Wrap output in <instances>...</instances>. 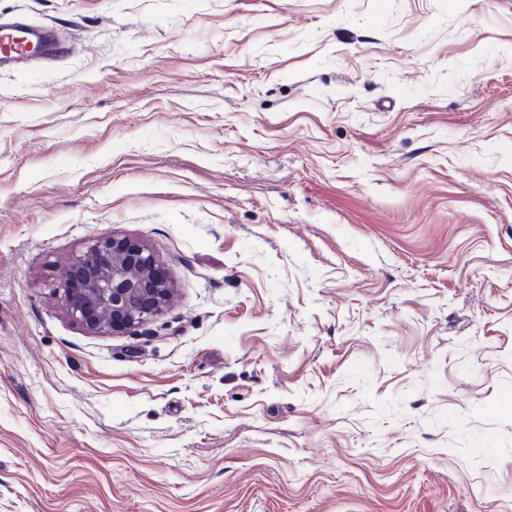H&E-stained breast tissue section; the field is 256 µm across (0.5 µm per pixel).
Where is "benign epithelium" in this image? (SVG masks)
Wrapping results in <instances>:
<instances>
[{"mask_svg":"<svg viewBox=\"0 0 512 512\" xmlns=\"http://www.w3.org/2000/svg\"><path fill=\"white\" fill-rule=\"evenodd\" d=\"M172 296L171 281L155 254L125 238L92 241L62 274V304L90 333L144 325L163 312Z\"/></svg>","mask_w":512,"mask_h":512,"instance_id":"benign-epithelium-1","label":"benign epithelium"}]
</instances>
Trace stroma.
I'll use <instances>...</instances> for the list:
<instances>
[{"label": "stroma", "mask_w": 512, "mask_h": 512, "mask_svg": "<svg viewBox=\"0 0 512 512\" xmlns=\"http://www.w3.org/2000/svg\"><path fill=\"white\" fill-rule=\"evenodd\" d=\"M0 17V512H512V0ZM105 236L176 288L113 335ZM35 43L34 35L26 29L0 24V59L5 57V52L11 58L25 57L32 53ZM173 296L155 254L125 238L93 240L62 274V304L90 333L123 332L150 322Z\"/></svg>", "instance_id": "stroma-1"}]
</instances>
